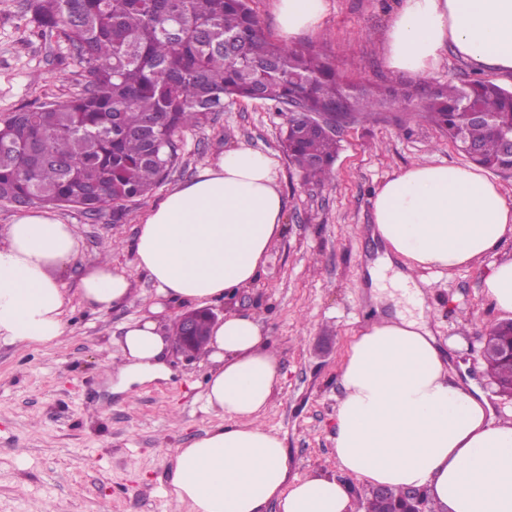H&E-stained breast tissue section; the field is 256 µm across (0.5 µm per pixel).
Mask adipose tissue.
Segmentation results:
<instances>
[{
	"label": "adipose tissue",
	"mask_w": 512,
	"mask_h": 512,
	"mask_svg": "<svg viewBox=\"0 0 512 512\" xmlns=\"http://www.w3.org/2000/svg\"><path fill=\"white\" fill-rule=\"evenodd\" d=\"M281 35L319 28L325 0H277ZM512 77V0H401L386 34V62L416 78L448 54ZM280 164L238 144L154 204L138 228L135 263L156 287L148 313L124 328L121 379L166 370L167 303L208 306L254 284L284 231ZM371 236L398 263L394 283L413 308L424 293L413 273L436 275L498 252L512 236V199L477 166L415 163L373 199ZM80 253L74 225L30 208L0 231V342L58 345L71 299L59 276ZM94 312L134 300L133 282L99 262L80 283ZM203 408L218 416L168 472L189 512H353L352 481L422 488L444 512H512V422L477 386L455 380L452 360L412 311L353 336L341 366L334 447L339 476L289 475L283 441L258 420L279 366L259 319L225 314L210 331Z\"/></svg>",
	"instance_id": "1"
}]
</instances>
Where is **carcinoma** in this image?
Here are the masks:
<instances>
[{
	"mask_svg": "<svg viewBox=\"0 0 512 512\" xmlns=\"http://www.w3.org/2000/svg\"><path fill=\"white\" fill-rule=\"evenodd\" d=\"M37 36L62 35L89 75L63 103H44L0 120V201L79 208L93 216L161 185L180 159V136L224 111L226 100L299 104L284 144L291 164L316 182L334 177L336 134L314 115L367 121L395 103L417 118L478 143L472 161L512 170L499 135L512 130V89L476 77L425 91L400 90L338 69L310 44L275 41L249 0H27ZM485 112L487 123H471ZM489 375L504 397L512 373L494 364Z\"/></svg>",
	"mask_w": 512,
	"mask_h": 512,
	"instance_id": "obj_1",
	"label": "carcinoma"
}]
</instances>
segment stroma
Wrapping results in <instances>:
<instances>
[{"label": "stroma", "instance_id": "1", "mask_svg": "<svg viewBox=\"0 0 512 512\" xmlns=\"http://www.w3.org/2000/svg\"><path fill=\"white\" fill-rule=\"evenodd\" d=\"M399 0H326V17L297 35L360 76L385 86L407 81L388 67L385 39ZM26 0H0V118L80 93L88 74L57 36H34ZM399 122L364 121L338 134L335 177L304 178L283 152L287 113L263 101L227 103L203 126L188 129L181 159L152 197L129 203L113 222L110 210L89 216L58 208L80 236V254L61 282L76 292L85 272L111 245L113 265L130 276L132 304L93 313L73 300L63 345L19 348L0 343V512H187L167 482L175 449L187 447L215 424L202 408L209 365L205 354L170 349L169 378L116 391L108 364L121 355L122 328L154 301V285L137 270L132 243L154 201L191 180L232 144L277 154L285 200L284 233L258 280L219 314H256L270 340L280 381L261 423L288 451L289 474H338L336 413L343 394L341 361L350 336L371 317L364 264L371 252L366 227L378 187L416 163L467 165V158L410 106L393 109ZM512 258V238L497 256L451 276L433 279L431 328L441 345L467 366V374L508 402L477 357L484 326L501 315L483 281L497 259Z\"/></svg>", "mask_w": 512, "mask_h": 512}]
</instances>
